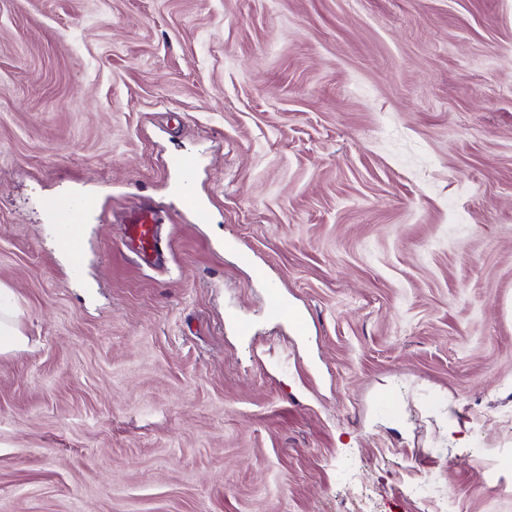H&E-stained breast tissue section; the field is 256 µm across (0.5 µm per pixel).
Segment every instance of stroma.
Here are the masks:
<instances>
[{"mask_svg":"<svg viewBox=\"0 0 512 512\" xmlns=\"http://www.w3.org/2000/svg\"><path fill=\"white\" fill-rule=\"evenodd\" d=\"M0 285V512H512V0H0ZM48 207L56 224H83L84 214L94 209L95 202L91 199L54 200ZM123 243L141 261L148 265L160 266L163 254L160 251V211L152 206L138 204L123 217ZM8 293V289H0V354L21 352L28 344L14 313L4 303V296ZM268 310L274 317L287 319L296 331L301 332L304 330V323L301 317L297 313L288 310V307L277 288H272L270 290L268 295Z\"/></svg>","mask_w":512,"mask_h":512,"instance_id":"35a3bbf8","label":"stroma"}]
</instances>
